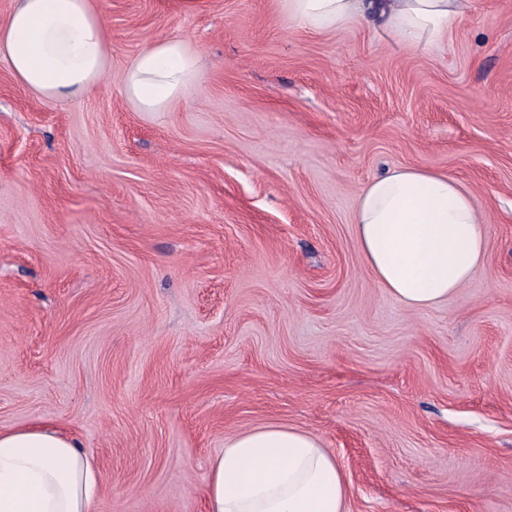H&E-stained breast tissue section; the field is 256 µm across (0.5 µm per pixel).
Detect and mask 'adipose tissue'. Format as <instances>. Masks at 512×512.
Wrapping results in <instances>:
<instances>
[{
	"label": "adipose tissue",
	"instance_id": "obj_1",
	"mask_svg": "<svg viewBox=\"0 0 512 512\" xmlns=\"http://www.w3.org/2000/svg\"><path fill=\"white\" fill-rule=\"evenodd\" d=\"M313 33L380 20L398 46L438 48L468 21L473 0H280ZM110 42L95 0H15L0 23V63L33 94L56 101L106 82ZM201 56L182 36L142 48L122 76L140 112H169L196 87ZM356 240L376 284L399 303L433 307L482 269L487 228L458 179L392 168L361 190ZM102 475L74 439L48 426L0 431V512H96ZM349 483L313 434L285 425L224 442L209 463L207 512H348Z\"/></svg>",
	"mask_w": 512,
	"mask_h": 512
}]
</instances>
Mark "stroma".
Wrapping results in <instances>:
<instances>
[{
  "label": "stroma",
  "instance_id": "35a3bbf8",
  "mask_svg": "<svg viewBox=\"0 0 512 512\" xmlns=\"http://www.w3.org/2000/svg\"><path fill=\"white\" fill-rule=\"evenodd\" d=\"M105 89L35 97L0 64V430L47 425L103 473L97 512H206L209 461L310 432L349 512H512V0L440 49L279 0H97ZM172 35L201 55L172 112L121 94ZM416 166L460 180L482 272L425 310L379 288L352 216Z\"/></svg>",
  "mask_w": 512,
  "mask_h": 512
}]
</instances>
